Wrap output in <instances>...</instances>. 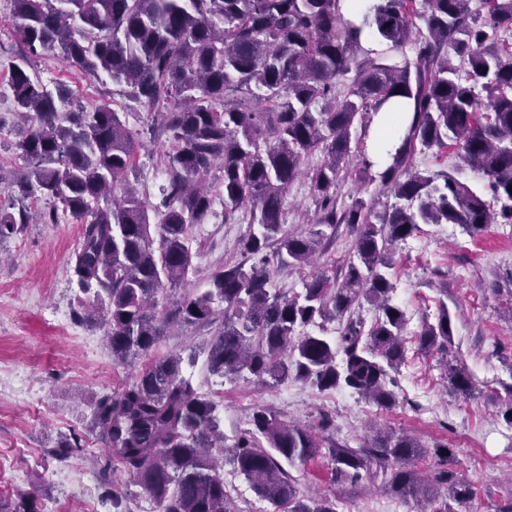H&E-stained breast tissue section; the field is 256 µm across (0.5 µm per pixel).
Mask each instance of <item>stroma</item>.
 Masks as SVG:
<instances>
[{
	"label": "stroma",
	"instance_id": "1",
	"mask_svg": "<svg viewBox=\"0 0 512 512\" xmlns=\"http://www.w3.org/2000/svg\"><path fill=\"white\" fill-rule=\"evenodd\" d=\"M16 49L10 4L0 0V113L10 106L7 82ZM36 70L46 84H67L77 106L91 111L101 102L112 104L138 145L132 182L158 202L169 142L157 116L108 78L83 76L75 65L52 58L38 61ZM322 160L312 155L305 177L291 186L284 202L287 230L297 229L301 213H314L309 174ZM207 182L213 213L192 229L194 266L171 291L174 300L204 290L215 270L240 262L238 241L251 229L242 210L235 223H225L220 172L212 171ZM25 205L29 224L0 242V498L19 490L35 495L40 512H112L100 479L102 445L87 442L63 462L50 450L61 439L85 434L96 397L135 376L141 364H114L102 330L74 318L81 292L69 277L68 260L79 243L77 221L63 214L57 223H43L48 204L37 195ZM355 238L340 225L333 241L319 245L313 265L278 273L274 288L302 292L316 269L342 276ZM392 274L409 334L407 358L393 374V408L381 410L359 395L321 392L293 380L265 385L223 379L209 374L201 357L185 364L184 373L217 402L225 445L247 429L257 406L310 427L329 414L334 438L353 447L372 429L391 428L428 447L454 448L459 470L476 489L477 512H498L512 502V424L504 417L512 406V224L488 225L476 237L454 224L421 225L396 245ZM443 303L452 320L451 356L476 387L471 398L450 392L440 354L417 347L422 319H435ZM289 473L304 496H335L338 512H413L381 480L333 482L322 457Z\"/></svg>",
	"mask_w": 512,
	"mask_h": 512
}]
</instances>
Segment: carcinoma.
<instances>
[{"instance_id": "obj_1", "label": "carcinoma", "mask_w": 512, "mask_h": 512, "mask_svg": "<svg viewBox=\"0 0 512 512\" xmlns=\"http://www.w3.org/2000/svg\"><path fill=\"white\" fill-rule=\"evenodd\" d=\"M373 0L361 25L345 18L340 0H10L20 52L9 75L11 125L24 173L7 182L16 201L39 194L80 223L68 273L87 298L78 318L105 331L113 361L147 357L139 372L93 404L91 433L106 449L102 473L119 466L157 512H231L219 456L228 454L272 512H337L336 500L306 498L282 462L307 464L322 456L334 480L382 475L396 497L416 512H472V483L459 473L455 451L434 448L438 466L423 476L416 462L427 449L396 431L378 432L358 448L315 437L264 407L230 449L216 405L183 375L180 354L149 356L174 324L213 327L201 353L220 377L253 376L262 384L290 379L321 391L349 388L380 409L396 405L389 372L406 358V315L394 300L389 273L394 246L422 224H456L471 237L490 224H512V0ZM375 47L362 44L363 28ZM61 57L85 75H106L126 96L160 117L171 142L159 204L128 184L136 141L108 102L87 112L61 82L50 87L37 59ZM343 94L336 85L350 72ZM411 112L389 163L373 170L357 150L356 178L396 202L377 209L356 198L336 211V180L351 157L352 132L368 136L391 99ZM453 147V172L419 169L415 156ZM313 177L320 212L313 230L285 231L284 198L315 153ZM220 163L224 223L250 207L251 231L240 240L244 260L211 274L207 288L168 302L167 289L193 265L190 232L212 212L203 187ZM481 174L488 193L457 176ZM30 222L24 207L0 208V242ZM357 232L355 259L334 285L325 272L287 293L271 287L274 272L313 262L318 244L339 225ZM261 263H248L251 258ZM377 312L369 328L356 309ZM338 323L341 344L328 337ZM315 327L314 333L305 331ZM448 307L424 321L419 349L448 355ZM342 363H336L338 353ZM450 388L473 390L466 370L443 360ZM81 438L57 443L66 460ZM128 492L112 481V512H131ZM458 505L454 509L448 501ZM0 512H36L33 495L0 498Z\"/></svg>"}]
</instances>
